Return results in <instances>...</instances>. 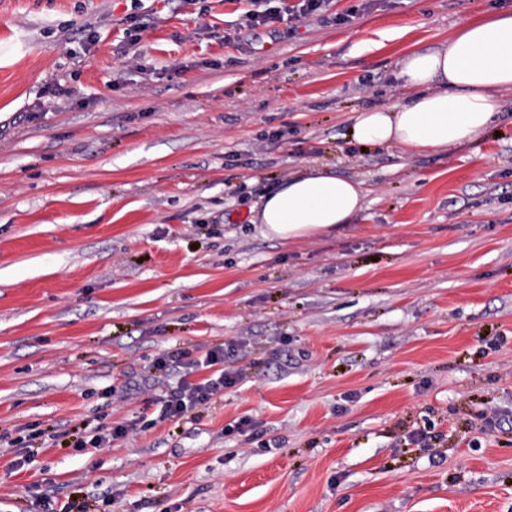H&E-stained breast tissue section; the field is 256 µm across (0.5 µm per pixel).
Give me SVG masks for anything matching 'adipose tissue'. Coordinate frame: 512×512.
I'll return each mask as SVG.
<instances>
[{
    "instance_id": "1",
    "label": "adipose tissue",
    "mask_w": 512,
    "mask_h": 512,
    "mask_svg": "<svg viewBox=\"0 0 512 512\" xmlns=\"http://www.w3.org/2000/svg\"><path fill=\"white\" fill-rule=\"evenodd\" d=\"M395 78L403 101L357 113L355 141L410 157L476 141L501 113L502 92L512 90V13L464 22L439 49L406 53ZM363 203L357 182L312 170L269 193L250 221L266 238L295 242L350 223Z\"/></svg>"
}]
</instances>
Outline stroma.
<instances>
[{
    "instance_id": "obj_1",
    "label": "stroma",
    "mask_w": 512,
    "mask_h": 512,
    "mask_svg": "<svg viewBox=\"0 0 512 512\" xmlns=\"http://www.w3.org/2000/svg\"><path fill=\"white\" fill-rule=\"evenodd\" d=\"M247 7L0 0V512H512V92L464 148L348 135L405 52L512 0ZM315 168L362 210L265 238L250 208ZM218 346L244 377L164 417ZM251 9L245 13V26L250 28L266 27L271 24L287 20L297 24L320 18L327 11L329 0H295L294 3L286 4L282 0H248Z\"/></svg>"
}]
</instances>
